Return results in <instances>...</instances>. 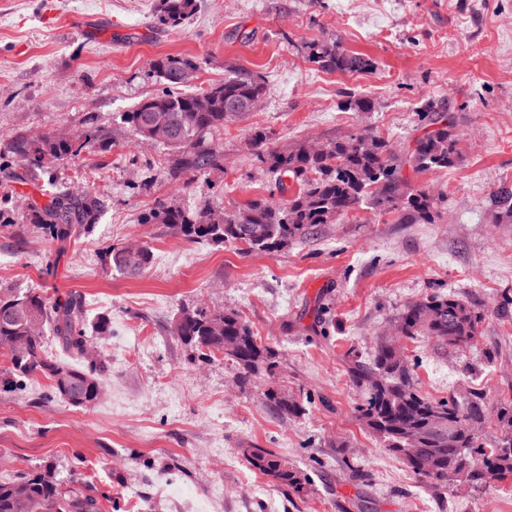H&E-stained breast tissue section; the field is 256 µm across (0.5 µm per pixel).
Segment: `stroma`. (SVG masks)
<instances>
[{
    "label": "stroma",
    "mask_w": 512,
    "mask_h": 512,
    "mask_svg": "<svg viewBox=\"0 0 512 512\" xmlns=\"http://www.w3.org/2000/svg\"><path fill=\"white\" fill-rule=\"evenodd\" d=\"M160 0H0V148L19 132L111 131L94 147L45 170L0 165V289L81 296L88 320L109 314L98 349L112 368L103 395L76 408L47 379L10 386L0 356V479L54 460L81 479L100 512H512V479L476 491L430 484L391 455L358 419L361 393L349 354L392 339L404 306L433 293L479 304L475 345L440 350L402 339L421 393L470 388L512 393V223L492 220L491 197L512 184V0H193L177 28L156 19ZM332 38L369 58L371 70L313 69L305 46ZM195 60L191 85L223 81L234 66L261 74V106L225 123L214 141L224 168L189 186L169 180L165 146L124 136L119 117L163 87L156 60ZM369 112L345 109L350 96ZM430 100L454 112L462 157L414 176L446 196L434 223L403 224L361 209L268 254L244 245L189 242L142 223L159 202L229 209L268 195L247 150L252 128L291 147L362 129L396 148L420 134ZM95 190L97 224L59 239L30 224L48 184ZM151 248L137 276L104 274L102 248ZM237 311L278 351L277 383L306 413L284 418L263 403V380L242 388L222 356L191 360L171 333L181 308ZM269 449L311 481L289 497L248 462Z\"/></svg>",
    "instance_id": "35a3bbf8"
}]
</instances>
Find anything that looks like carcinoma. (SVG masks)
Returning <instances> with one entry per match:
<instances>
[{
    "label": "carcinoma",
    "instance_id": "obj_1",
    "mask_svg": "<svg viewBox=\"0 0 512 512\" xmlns=\"http://www.w3.org/2000/svg\"><path fill=\"white\" fill-rule=\"evenodd\" d=\"M193 0H161L160 24L176 28L191 13ZM307 61L329 72L361 73L372 62L326 39L307 45ZM154 69L165 88L143 99L121 116L122 127L136 137L163 144L172 153L168 177L190 180L198 174L224 169L222 146L208 137L224 129V121L251 111L250 103L267 94L264 78L245 68H232L224 81L205 92L211 94L208 112L195 111L196 93H184L170 80L174 70H197L189 59L166 57ZM426 130L414 145L399 150L383 136L371 131L341 135L320 143L311 152L302 143L277 148L261 130L250 137L257 167L275 176L277 194L254 199L235 210L205 204L187 210L176 203H159L144 221L165 224L187 241L207 240L217 246L243 243L250 251L274 253L303 239L321 224L336 220L363 207L379 215H395L402 224H431L439 215L443 198L425 187L412 184L406 171L435 172L454 166L460 158L455 116L429 106L422 114ZM78 143L65 141L50 132L17 133L0 150V160L9 158L35 169L72 159L98 146L112 147V136L90 122ZM497 223L512 221V189L503 187L493 195ZM101 200L88 193L73 198L65 191L49 194V201L33 211L29 220L46 226L56 237L65 238L97 223ZM153 253L144 246L132 253L124 246L109 245L100 255L107 273L140 274L152 263ZM85 303L76 295L65 301L34 292H0V354L9 362V372L22 380L41 375L51 382L53 392L74 407H90L100 398L109 376L105 361L73 364L46 351L44 331H50L63 352L72 357L84 353L89 335ZM484 312L478 304L453 295L433 294L409 304L399 316L400 336L423 337L440 349H460L478 338ZM172 334L190 352L192 359L208 360L219 354L238 372L245 387L258 377L266 378V405L280 416L299 418L303 404L275 382L278 353L258 341L251 326L231 309L210 310L204 306L184 309L174 320ZM71 371L63 385L57 368ZM353 383L364 392L357 408L358 418L384 447L425 480L443 485L486 486L484 472L504 480L512 476V398L492 404L477 388L460 401L454 397L431 399L415 386L414 370L407 358L394 354L392 342L380 343L371 359L355 355L348 368ZM495 421L499 436L488 443L480 430ZM251 466L269 477L291 496L303 498L310 492L308 477L288 466L267 448L245 449ZM44 468L17 478L0 480V512H18L24 499L29 512H99L96 499L59 478L42 479Z\"/></svg>",
    "mask_w": 512,
    "mask_h": 512
}]
</instances>
